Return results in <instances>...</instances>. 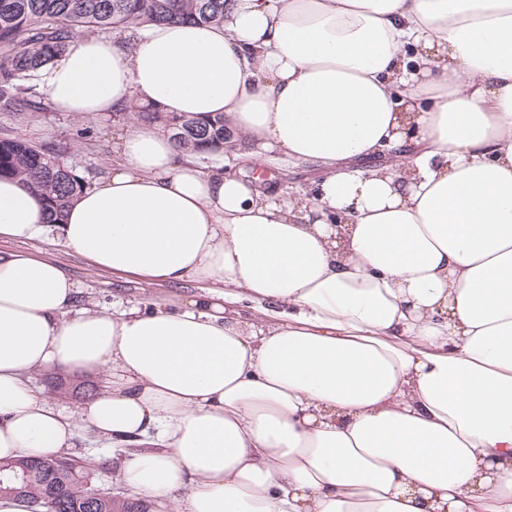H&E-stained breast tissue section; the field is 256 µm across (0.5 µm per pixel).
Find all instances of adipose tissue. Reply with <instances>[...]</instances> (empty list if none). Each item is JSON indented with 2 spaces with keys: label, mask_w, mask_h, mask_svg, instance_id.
I'll return each mask as SVG.
<instances>
[{
  "label": "adipose tissue",
  "mask_w": 512,
  "mask_h": 512,
  "mask_svg": "<svg viewBox=\"0 0 512 512\" xmlns=\"http://www.w3.org/2000/svg\"><path fill=\"white\" fill-rule=\"evenodd\" d=\"M226 4L128 49L76 36L50 106L220 114L257 166L324 175L290 194L138 126L62 223L0 179V241L206 285L75 313L58 263L0 255V459L65 454L82 422L138 445L124 483L184 490L182 512H512V0ZM54 367L104 386L54 410L26 380Z\"/></svg>",
  "instance_id": "ef3b65f1"
}]
</instances>
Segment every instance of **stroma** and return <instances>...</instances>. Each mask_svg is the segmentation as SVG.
Returning a JSON list of instances; mask_svg holds the SVG:
<instances>
[{"label":"stroma","mask_w":512,"mask_h":512,"mask_svg":"<svg viewBox=\"0 0 512 512\" xmlns=\"http://www.w3.org/2000/svg\"><path fill=\"white\" fill-rule=\"evenodd\" d=\"M137 123L129 112H113L90 119L78 118L63 112L47 111L22 121L8 114H0V135L21 137L38 144L64 146L63 160L73 166L87 183H94L106 174L115 157L117 136ZM21 252L56 261L79 288L75 310L90 309L108 312L127 310L148 302L176 301L184 291L165 284H149L132 275L103 272L93 268L87 260L68 251L56 241L33 240L25 243L0 242V253ZM28 382L41 391L57 409L73 412L83 405L88 388H101L102 377L93 372H74L53 368L32 372ZM70 456L101 464L95 473L94 486L111 489L124 496L128 490L122 481V466L128 449L112 447L111 443L95 438L85 426H78L76 446Z\"/></svg>","instance_id":"stroma-1"}]
</instances>
